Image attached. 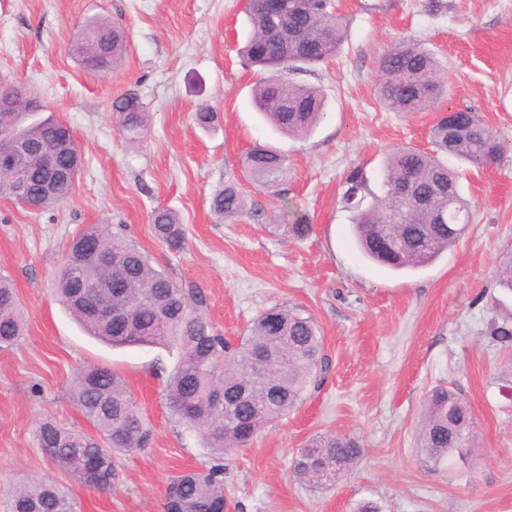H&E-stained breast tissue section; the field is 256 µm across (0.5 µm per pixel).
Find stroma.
I'll return each mask as SVG.
<instances>
[{
  "instance_id": "35a3bbf8",
  "label": "stroma",
  "mask_w": 512,
  "mask_h": 512,
  "mask_svg": "<svg viewBox=\"0 0 512 512\" xmlns=\"http://www.w3.org/2000/svg\"><path fill=\"white\" fill-rule=\"evenodd\" d=\"M336 0L349 20L335 58L297 74L322 87L326 114L293 138L255 112L261 78L239 50L249 32L246 0H0V84L24 85L37 100L31 121L66 122L83 166L70 198L35 213L0 193V273L15 284L25 332L0 350V512L27 477L58 478L34 435L50 416L85 427L69 384L89 363L120 373L155 430L151 446L119 457L111 490L75 487L79 512H164L170 478L208 466L203 440L165 405L177 347H110L88 336L58 303L54 276L70 240L89 224L119 227L176 282L207 298V320L230 341L261 311L296 306L324 336L331 368L319 389L247 447L225 455L227 512H512V349L487 334L512 317V294L496 283L512 250V0ZM98 18L123 27L127 51L105 74L68 50L78 28ZM423 44L446 67V103L474 107L503 146L489 168L463 165L461 191L473 221L435 262L393 273L363 257L342 202L345 178L363 170L382 191L390 150L432 147L435 112H389L375 96L376 62L391 45ZM137 93L150 114L141 142H128L113 101ZM215 113L201 128L195 113ZM270 144L288 158L279 195L258 190L245 153ZM237 182L248 211L228 221L214 197ZM173 211L185 244L157 241L152 212ZM304 219L302 240L282 227ZM457 388L474 415V446L436 460L419 446L432 388ZM320 433L353 435L363 454L330 489L294 480V452Z\"/></svg>"
}]
</instances>
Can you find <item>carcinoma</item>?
Returning a JSON list of instances; mask_svg holds the SVG:
<instances>
[{"label": "carcinoma", "mask_w": 512, "mask_h": 512, "mask_svg": "<svg viewBox=\"0 0 512 512\" xmlns=\"http://www.w3.org/2000/svg\"><path fill=\"white\" fill-rule=\"evenodd\" d=\"M251 33L241 49L246 60L270 71L254 88L253 105L265 121L290 136L309 134L321 118L325 95L316 86L291 78L306 67L336 56L348 32L346 17L333 0H273L272 7L245 8ZM68 50L91 72H107L126 51L121 27L103 19L82 25ZM375 89L390 112H423L447 98L448 83L437 57L411 41L389 47L377 63ZM13 126L33 149L55 150L62 175L50 181L38 158L25 161L28 195L16 193L15 169L0 168V192L26 208L40 211L66 201L77 181L82 158L67 137L64 122L54 118L26 125L25 102L17 105ZM113 120L125 139L145 136L149 113L135 93L112 104ZM434 150L400 147L383 162V192L368 188L360 169L346 176L343 201L353 213V231L363 254L392 270L422 268L452 247L467 228L469 211L459 191L460 172L443 156L481 167L495 164L501 146L479 112L455 110L453 120L434 122ZM243 168L259 186L277 193L287 172V159L276 147L255 145ZM242 192L234 184L213 199V208L233 220L244 211ZM154 237L172 250L184 245L185 230L171 211L158 208L150 219ZM458 228L448 232V225ZM389 238L397 253L393 261L374 248L377 237ZM98 240L102 256L93 257L86 242ZM112 277V323L93 313L95 281ZM497 285L512 293V252L496 268ZM56 294L73 319L91 336L112 346H177L180 361L165 388L171 414L187 429L200 434L207 448L224 456L246 446L261 429L296 409L325 379L329 361L324 338L312 316L298 307L261 312L236 345L218 333L204 315L206 298L200 288L175 282L157 268L150 255L109 226L91 224L70 241L56 279ZM24 317L18 294L0 276V349L13 346L23 335ZM489 336L512 347V321L490 323ZM263 360L266 376L247 381L250 363ZM74 405L93 428L65 427L51 418L36 426L39 447L54 466L76 484L90 490L112 489L115 454L149 447L154 429L137 404L126 380L114 370L89 364L71 387ZM473 416L469 403L456 390L438 386L427 396L419 430L420 446L440 460L469 447ZM362 455L351 436L320 434L309 437L292 460V476L327 488L348 474ZM10 512H78L73 490L39 477L9 490ZM224 466L220 463L186 471L170 479L164 512H224Z\"/></svg>", "instance_id": "obj_1"}]
</instances>
